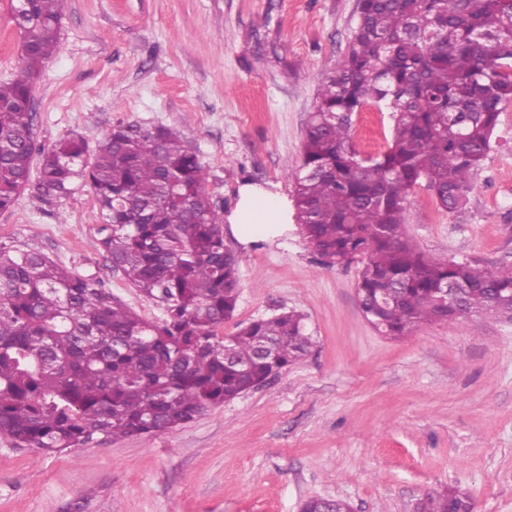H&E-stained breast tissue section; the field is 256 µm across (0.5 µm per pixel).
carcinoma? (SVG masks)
Here are the masks:
<instances>
[{
    "label": "carcinoma",
    "instance_id": "cac0c4a2",
    "mask_svg": "<svg viewBox=\"0 0 512 512\" xmlns=\"http://www.w3.org/2000/svg\"><path fill=\"white\" fill-rule=\"evenodd\" d=\"M61 4H11L22 65L0 82V210L26 190L48 204L90 188L103 223L98 246L162 317L147 321L93 276L41 252L0 248V436L49 455L187 424L313 345L296 310L218 335L236 310L239 261L179 132L119 123L92 150L69 134L36 151L32 86L58 48ZM509 102L512 0H359L348 49L317 91L287 177L317 254L361 262L357 301L379 334L461 319L440 295L445 282L463 286L468 315L507 313L512 267L429 260L402 226L422 181L447 211L467 203ZM368 106L391 112L394 133L385 151L363 159L352 116ZM416 512H473V502L460 490L433 491Z\"/></svg>",
    "mask_w": 512,
    "mask_h": 512
}]
</instances>
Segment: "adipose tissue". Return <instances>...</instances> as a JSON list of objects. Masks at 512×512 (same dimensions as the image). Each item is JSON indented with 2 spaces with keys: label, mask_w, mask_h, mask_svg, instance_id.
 <instances>
[{
  "label": "adipose tissue",
  "mask_w": 512,
  "mask_h": 512,
  "mask_svg": "<svg viewBox=\"0 0 512 512\" xmlns=\"http://www.w3.org/2000/svg\"><path fill=\"white\" fill-rule=\"evenodd\" d=\"M288 219L287 198L268 188L246 183L239 189L237 205L227 222L237 241L248 246L286 232Z\"/></svg>",
  "instance_id": "1"
}]
</instances>
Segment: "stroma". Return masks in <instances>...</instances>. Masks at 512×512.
I'll list each match as a JSON object with an SVG mask.
<instances>
[{
    "label": "stroma",
    "instance_id": "obj_1",
    "mask_svg": "<svg viewBox=\"0 0 512 512\" xmlns=\"http://www.w3.org/2000/svg\"><path fill=\"white\" fill-rule=\"evenodd\" d=\"M358 0H64L58 50L33 87L38 145L114 125L177 129L200 157L213 201L232 211L243 183L289 197L306 120L343 58ZM21 61L0 0V81ZM394 121L353 116L361 155L384 151ZM90 188L0 210V247L26 245L99 279L149 321L162 311L97 241ZM406 239L434 261L512 266V103L466 205L439 208L426 185L404 212ZM239 258L240 325L295 309L315 344L267 384L150 436L95 438L74 454L0 437V512H300L309 498L351 512H414L434 490L467 492L474 512H512V320L480 315L378 334L357 304L359 262L324 263L299 224Z\"/></svg>",
    "mask_w": 512,
    "mask_h": 512
}]
</instances>
